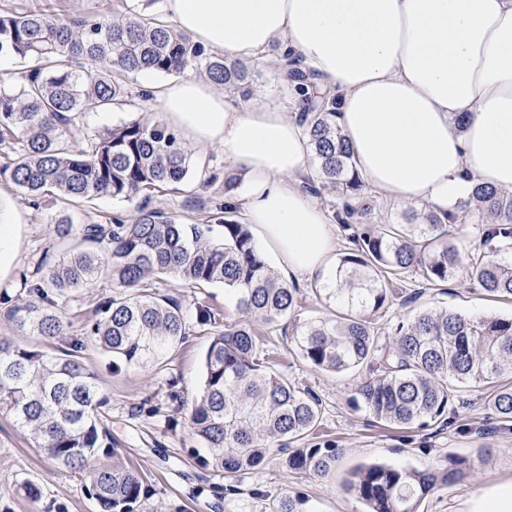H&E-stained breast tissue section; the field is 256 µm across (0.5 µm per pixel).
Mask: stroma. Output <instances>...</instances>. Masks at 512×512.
Listing matches in <instances>:
<instances>
[{
	"label": "stroma",
	"instance_id": "35a3bbf8",
	"mask_svg": "<svg viewBox=\"0 0 512 512\" xmlns=\"http://www.w3.org/2000/svg\"><path fill=\"white\" fill-rule=\"evenodd\" d=\"M111 8L112 0H0V11L24 12L34 7L70 17L96 7ZM166 76L143 73L137 76L132 101L119 108L91 114L85 121L97 128L137 118L160 116L158 103L140 98L146 84H165ZM192 172L187 183L153 195L151 206L177 215L180 222L200 221L202 211L192 198L223 201L224 179L236 176V198H243L247 179L236 175L224 160L222 148L192 147ZM0 202L15 208L20 223L8 240L0 243L7 265L0 271V293H8L11 305L25 302L22 280L39 282L43 271L62 258L67 248L53 233L54 223L65 217L75 228L101 223L104 215L134 213L137 201L98 199L73 203L52 196L39 203L21 199L6 179L0 178ZM155 293L177 300L186 312L196 303L207 302L217 318L236 319V300L223 286L193 288L166 276L151 277ZM112 276L102 271L92 288L78 289L57 297L68 324L64 336L42 341L47 350L72 349L82 343L81 355L102 382L107 403L99 411V422L108 432L96 452L100 463L137 471L150 492L139 512H275L286 496H300L305 512H363L364 506L348 494L342 482L354 467L372 462L395 463L417 469L444 464L447 456L480 455L481 462L468 487L443 488L429 495L419 512H472L476 502L490 489L512 483V423L500 422L487 408L491 384L481 382L467 392V404L456 406L444 427L404 430L377 424L365 411L351 407L348 398L363 379L376 376L373 367L336 374L318 370L300 359L290 340L280 332L268 334L269 347L281 363L280 373L300 386L312 389L321 400L322 420L316 434L304 447L329 441L340 448L336 474L321 479L290 471L280 453L270 454L253 473L235 479L205 466L208 451L188 422L189 408L203 385V359L212 340L210 333L190 325L184 342L157 372L133 366L113 365L88 339V327L100 317V309L112 294ZM415 308L444 307L472 317L511 316L512 302L488 300L466 279L444 284L417 297ZM37 486L38 500L29 499L24 488ZM0 512H98L86 491L81 473L47 459L29 433L18 429L11 418L0 414Z\"/></svg>",
	"mask_w": 512,
	"mask_h": 512
}]
</instances>
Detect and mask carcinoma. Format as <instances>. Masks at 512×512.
<instances>
[{
  "label": "carcinoma",
  "instance_id": "cac0c4a2",
  "mask_svg": "<svg viewBox=\"0 0 512 512\" xmlns=\"http://www.w3.org/2000/svg\"><path fill=\"white\" fill-rule=\"evenodd\" d=\"M148 5L153 10L123 0L119 9L75 18L38 10L0 14V59L21 64L13 82L0 83V153L10 158L0 176L20 196L129 201L188 179L192 154L162 120L148 116L94 130L76 122L131 100V76L178 75L191 68L243 103L257 98L255 75L263 61L227 62L181 31L161 0ZM272 66L282 85L311 87L299 121L316 178L304 188L315 195L340 188L342 207L333 219L362 225L352 235V248L337 259L329 284L314 286L313 294L333 306L330 315L301 316L299 289L275 273L248 225L234 218L232 180L224 184L227 201L209 211L205 224H183L161 208L142 207L130 217L113 214L108 228L85 225L84 239L106 240L109 248L68 253L44 271L42 282L23 280L28 300L9 313L22 336H62L66 323L49 293L87 288L107 269L115 288L91 325L90 340L127 365L158 371L185 339L187 321L180 303L151 293L147 277L167 275L194 288L223 286L235 296L239 318L214 335L204 357L203 386L189 411L192 428L210 449L205 465L240 477L277 447L287 453V468L328 478L339 449L328 443L288 450L320 425V400L275 370L252 322L283 326L313 368L342 373L378 365L381 374L362 381L349 397L353 408L377 422L443 427L463 385L512 372V316L472 318L446 308L399 314L395 309L411 300L395 282L410 276L429 289L462 275L489 296L512 301V193L477 182L455 217L478 215L481 238L500 242L490 255L465 253L445 239L448 219L425 205L408 208L397 221L372 220L373 200L353 169L334 97L293 54L278 52ZM215 224L224 228L221 243L211 239ZM195 315L199 327L217 323L202 302ZM103 403L98 376L76 352L55 355L0 339V412L29 432L47 458L84 473L100 512H137L149 492L142 476L93 462L107 436L99 427ZM487 406L500 421L512 422V386H500ZM478 462L458 456L432 470L365 464L352 471L345 489L366 512H418L438 488L465 486Z\"/></svg>",
  "mask_w": 512,
  "mask_h": 512
}]
</instances>
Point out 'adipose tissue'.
Wrapping results in <instances>:
<instances>
[{"label":"adipose tissue","instance_id":"adipose-tissue-1","mask_svg":"<svg viewBox=\"0 0 512 512\" xmlns=\"http://www.w3.org/2000/svg\"><path fill=\"white\" fill-rule=\"evenodd\" d=\"M205 50L251 61L292 51L336 99L353 165L384 200L458 213L475 182L512 191V0H165ZM183 140L219 146L247 179L264 250L327 280L336 232L303 188L313 171L297 116L233 104L194 77L159 97Z\"/></svg>","mask_w":512,"mask_h":512}]
</instances>
